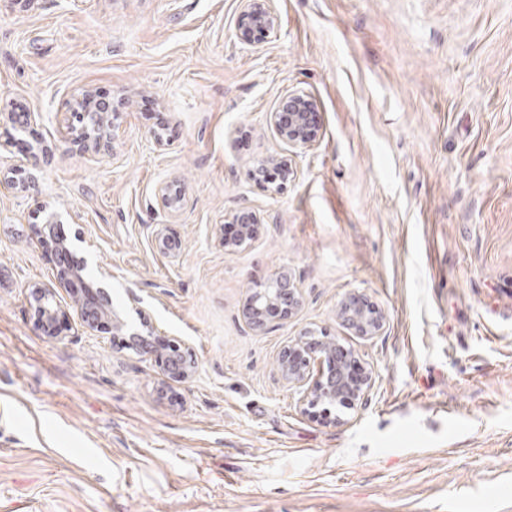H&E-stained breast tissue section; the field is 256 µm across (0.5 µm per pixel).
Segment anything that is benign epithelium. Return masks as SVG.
<instances>
[{
	"instance_id": "benign-epithelium-1",
	"label": "benign epithelium",
	"mask_w": 512,
	"mask_h": 512,
	"mask_svg": "<svg viewBox=\"0 0 512 512\" xmlns=\"http://www.w3.org/2000/svg\"><path fill=\"white\" fill-rule=\"evenodd\" d=\"M245 17L253 28H261L271 34L276 32L278 20L269 0H242ZM315 103L304 93H293L282 99L278 110L269 113L268 123L274 127L288 151L295 153L310 147L319 135V126L314 119ZM95 124L92 128H84L80 136V144L86 151L98 152L111 139L107 133L110 127L108 114L93 113ZM275 167L281 172L280 185L288 183L293 174L288 160L278 158H262L253 164L250 175L259 178L265 170ZM233 223L240 225L239 238L234 242H224V250L234 252L250 244L257 236L261 226L260 217L252 210L242 207L233 215ZM60 228L46 222L35 228L34 235L45 242L51 238L57 250L66 249L65 238L61 237ZM112 279V271L99 268L97 272L98 286L83 283L84 292L77 294L71 269L60 264L56 269L54 283L39 285L33 289L35 296V312L39 327L47 337L53 338L57 332V322L65 317V311L57 300V289L63 288L73 294V301L80 306L84 328L92 331L98 327L94 315L112 312V330L117 336L123 335L126 327L124 320L112 311V298L106 286ZM302 303L301 291L291 275L279 273L271 277L262 287L254 289L248 298L244 312L246 322L256 328L263 329L267 325V311L272 309L285 318L290 317ZM339 318L355 329L360 335L370 337L380 335L385 327V315L381 309L356 294H350L339 304ZM152 329L142 334H128L125 344L142 355L155 359L162 378L160 391L171 381L185 382L197 372V366L189 350L181 348L174 340L161 342L154 346L150 340ZM280 373L288 384L302 393L300 403L303 410L319 407L323 416H330V407L345 405L355 400L365 399L372 382V376L356 353L345 349L337 342H329L315 337V332L308 331L304 337L285 348L280 360Z\"/></svg>"
}]
</instances>
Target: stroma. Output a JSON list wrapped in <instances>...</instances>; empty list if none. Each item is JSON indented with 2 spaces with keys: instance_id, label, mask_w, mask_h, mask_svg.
<instances>
[{
  "instance_id": "stroma-1",
  "label": "stroma",
  "mask_w": 512,
  "mask_h": 512,
  "mask_svg": "<svg viewBox=\"0 0 512 512\" xmlns=\"http://www.w3.org/2000/svg\"><path fill=\"white\" fill-rule=\"evenodd\" d=\"M270 5L277 33L245 43L241 0H0V512H512V0ZM85 92L114 108L92 155ZM292 92L320 136L291 155L266 117ZM269 156L283 190L248 176ZM243 205L263 228L225 252ZM51 212L129 324L190 346L192 379L159 393L64 290L60 338L38 329ZM282 271L303 305L255 330L245 301ZM353 293L381 335L337 319ZM306 328L372 375L343 423L276 367ZM272 167H276L277 169ZM265 170L267 171L264 173ZM278 170L281 172V181L279 185L280 188H283V186L288 183L289 177L294 174L292 167L288 166V159H259L253 164V169L250 170V175L253 178H260L264 173L262 179L265 182L271 183L273 180H276L279 177L280 173Z\"/></svg>"
}]
</instances>
